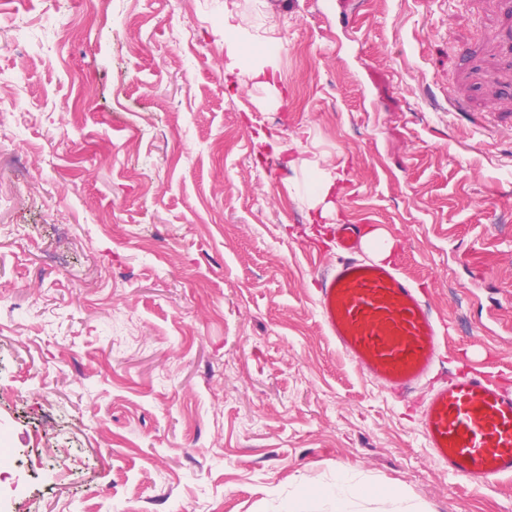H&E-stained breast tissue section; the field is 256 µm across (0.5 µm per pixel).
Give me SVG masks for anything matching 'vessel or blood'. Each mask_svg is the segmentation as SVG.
<instances>
[{
  "label": "vessel or blood",
  "instance_id": "b4317fda",
  "mask_svg": "<svg viewBox=\"0 0 512 512\" xmlns=\"http://www.w3.org/2000/svg\"><path fill=\"white\" fill-rule=\"evenodd\" d=\"M361 236V225L339 226V255L316 275L319 314L354 366L404 402L433 372L445 326L401 266L364 256ZM419 426L449 475L475 484L512 477V391L492 375L464 373L433 389Z\"/></svg>",
  "mask_w": 512,
  "mask_h": 512
}]
</instances>
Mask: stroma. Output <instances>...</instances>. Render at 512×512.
Listing matches in <instances>:
<instances>
[{
    "instance_id": "35a3bbf8",
    "label": "stroma",
    "mask_w": 512,
    "mask_h": 512,
    "mask_svg": "<svg viewBox=\"0 0 512 512\" xmlns=\"http://www.w3.org/2000/svg\"><path fill=\"white\" fill-rule=\"evenodd\" d=\"M0 103V512H289L340 469L512 512L327 335L311 199L345 164L324 223L512 386V0H7ZM346 175L345 165L336 166L334 169L321 170L316 182V197L318 202H326L328 197L333 193L334 187H339L344 181ZM364 244L373 249L378 260H386L393 254L395 241L384 230L371 229L364 238Z\"/></svg>"
}]
</instances>
